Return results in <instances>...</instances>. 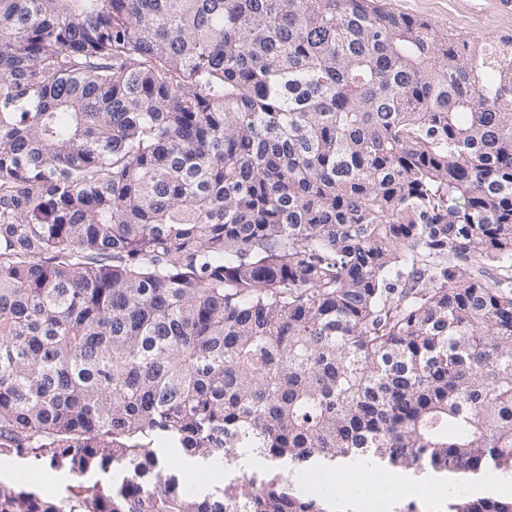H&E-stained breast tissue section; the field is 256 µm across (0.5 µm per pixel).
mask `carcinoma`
Listing matches in <instances>:
<instances>
[{"label":"carcinoma","mask_w":512,"mask_h":512,"mask_svg":"<svg viewBox=\"0 0 512 512\" xmlns=\"http://www.w3.org/2000/svg\"><path fill=\"white\" fill-rule=\"evenodd\" d=\"M246 450L512 470V37L378 0H0V512H329ZM448 512H512L456 493ZM178 462L179 464H183L186 466L187 471L194 477L195 484L194 487L198 490H204L206 492L213 491L216 486H222V470H224V466L215 464V466H211L210 464L203 463L200 460L190 463L189 460L181 455L175 449H169L159 456V467L166 470L168 467L174 463ZM216 471L221 472V479L216 480L213 478V474ZM5 467L14 471L11 483L29 490L38 489L39 483L47 479L55 480L57 490L54 497L67 496L69 488L76 484V481L67 471L56 469L49 464L48 460L40 457L36 458L32 454L0 458V480L9 477V472L2 473Z\"/></svg>","instance_id":"carcinoma-1"}]
</instances>
